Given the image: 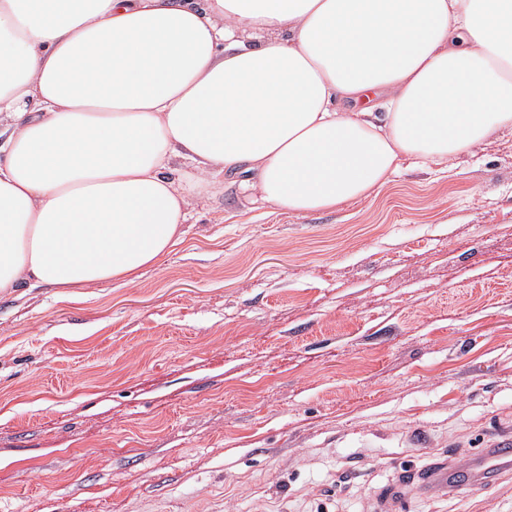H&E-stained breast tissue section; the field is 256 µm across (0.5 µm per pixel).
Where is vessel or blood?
Instances as JSON below:
<instances>
[{"label": "vessel or blood", "mask_w": 512, "mask_h": 512, "mask_svg": "<svg viewBox=\"0 0 512 512\" xmlns=\"http://www.w3.org/2000/svg\"><path fill=\"white\" fill-rule=\"evenodd\" d=\"M512 457V437H503L494 447L484 449L480 454L449 467L447 463H435L421 470L407 472L396 485L382 490L377 497L375 512H394L399 502L412 490L426 494L446 492L455 480L456 472H467L477 468L484 471L497 470L503 459Z\"/></svg>", "instance_id": "obj_1"}]
</instances>
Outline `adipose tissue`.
Listing matches in <instances>:
<instances>
[{
    "label": "adipose tissue",
    "instance_id": "adipose-tissue-1",
    "mask_svg": "<svg viewBox=\"0 0 512 512\" xmlns=\"http://www.w3.org/2000/svg\"><path fill=\"white\" fill-rule=\"evenodd\" d=\"M512 126V0H0V292L133 283L210 184L294 214Z\"/></svg>",
    "mask_w": 512,
    "mask_h": 512
}]
</instances>
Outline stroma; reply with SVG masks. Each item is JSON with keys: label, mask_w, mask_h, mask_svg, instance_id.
Here are the masks:
<instances>
[{"label": "stroma", "mask_w": 512, "mask_h": 512, "mask_svg": "<svg viewBox=\"0 0 512 512\" xmlns=\"http://www.w3.org/2000/svg\"><path fill=\"white\" fill-rule=\"evenodd\" d=\"M135 283L0 295V512H372L512 432V127L297 215L224 185ZM405 512H512V467Z\"/></svg>", "instance_id": "obj_1"}]
</instances>
